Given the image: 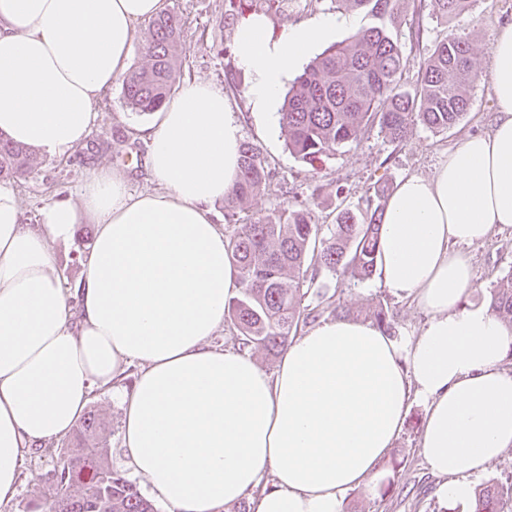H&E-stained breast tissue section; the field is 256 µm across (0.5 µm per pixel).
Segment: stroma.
I'll list each match as a JSON object with an SVG mask.
<instances>
[{"label":"stroma","instance_id":"35a3bbf8","mask_svg":"<svg viewBox=\"0 0 512 512\" xmlns=\"http://www.w3.org/2000/svg\"><path fill=\"white\" fill-rule=\"evenodd\" d=\"M168 9L181 14L184 21L186 53L182 56L180 79L187 82L204 80L223 89L234 118L242 127L244 141L258 146L269 163V187L255 195L248 204L249 213H266L300 203L307 195H316L312 208L314 223L332 224L340 198L359 209H366L369 189L376 181L398 183L411 174L431 175L448 149L467 136L488 130L495 119L494 102L488 83L473 82L469 88V108L456 125L443 133H433L415 126L405 142L389 143L378 129H371L359 145L336 152L323 166L311 168L291 155L279 122H257L245 96L248 75L241 70L232 52L233 34L238 18L232 15L228 0H166ZM330 15L341 22L336 41L351 37L355 29L345 23L348 10L339 8L336 0H296L283 15L272 18V33L284 27L300 25L318 15ZM512 21V0H470L461 15L441 24L432 6L420 15L424 29L422 49H430L435 39L448 33L466 39L472 48L477 73H486L497 21ZM97 118L85 143L68 156L51 157L38 154L35 165L23 176L11 180L23 211L24 222L36 227L42 209L56 201H78L81 185L93 173L110 168L123 173L131 191L151 189L145 168L146 144L137 130L148 125L152 117L128 109L120 88H112L95 105ZM96 226L89 216H82L72 242L54 244L57 264L65 288H74L82 274L81 261L95 238ZM469 258L474 288L463 300L464 305H484L489 291L500 285L512 271V227L497 226L482 241L464 246ZM314 288L334 292L353 320L367 322L376 306H384L396 327L398 339L418 335L426 320L415 304L394 295L380 285L378 279L353 282L331 273L318 272ZM138 372L137 366L126 367L114 386L95 388L88 404L108 421L112 431L108 444L112 462L123 468L124 455L121 421L122 410L113 396V388L130 389ZM425 421V406L413 400L403 429L393 447L381 462L380 479L374 490L350 492L343 504L344 512H471L472 503L447 505L438 493L442 477L433 475L420 453V439ZM73 438L61 444L29 450L22 466L17 496L0 512H35L37 503L53 491V461L60 448L73 447Z\"/></svg>","mask_w":512,"mask_h":512}]
</instances>
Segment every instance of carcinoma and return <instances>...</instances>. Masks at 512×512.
<instances>
[{
	"mask_svg": "<svg viewBox=\"0 0 512 512\" xmlns=\"http://www.w3.org/2000/svg\"><path fill=\"white\" fill-rule=\"evenodd\" d=\"M363 15L365 23L348 40L327 47L295 78L280 112V126L289 152L312 167L324 164L336 151L357 145L376 124L385 139L404 141L421 123L441 133L467 113L468 87L476 78L469 43L443 35L417 61V79L401 83L411 65L399 39L406 0H339ZM236 13L259 6L268 14L288 10V0H229ZM443 22L464 12L469 0H435ZM184 49L183 21L167 11L149 25L146 62L123 79L121 98L132 111L158 112L177 82L176 61ZM34 162L30 148L0 133V181L24 175ZM266 160L250 143L241 147L240 172L224 207L244 210V204L266 188ZM391 184L372 186L378 201L365 212L349 204L336 206L328 237L320 238L309 204L284 207L269 214H252L226 240L238 269L239 294L228 313L233 316L241 350L278 353L292 341L300 323L317 320L325 309L343 313L340 300L328 297L327 308L303 304L315 276L324 269L348 280L363 281L376 271L384 206ZM489 309L512 328V276L492 289ZM106 422L91 412L76 432L78 448L58 454L54 491L43 512H158L127 471L112 466L104 447ZM512 485L488 484L475 494L472 512H505Z\"/></svg>",
	"mask_w": 512,
	"mask_h": 512,
	"instance_id": "obj_1",
	"label": "carcinoma"
}]
</instances>
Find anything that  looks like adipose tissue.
Masks as SVG:
<instances>
[{
	"label": "adipose tissue",
	"instance_id": "ef3b65f1",
	"mask_svg": "<svg viewBox=\"0 0 512 512\" xmlns=\"http://www.w3.org/2000/svg\"><path fill=\"white\" fill-rule=\"evenodd\" d=\"M166 0H0V133L64 156L88 137L95 102L125 76L137 26ZM335 19L271 38L250 14L235 28L253 112L270 113L283 80ZM488 83L492 128L468 136L427 177L402 178L383 216L378 278L426 313L406 341L376 326L323 321L284 350L274 373L214 346L239 289L212 207L240 167L241 127L222 89L185 84L140 128L155 188L131 192L103 169L79 205L57 202L37 228L0 186V505L17 494L27 450L67 437L94 388L139 366L123 395L122 440L135 477L166 512H342L370 486L413 398L426 405L421 453L441 496L512 447V373L499 366L512 330L462 299L473 286L455 247L512 226V23L499 26ZM96 224L70 310L53 245L77 213Z\"/></svg>",
	"mask_w": 512,
	"mask_h": 512
}]
</instances>
